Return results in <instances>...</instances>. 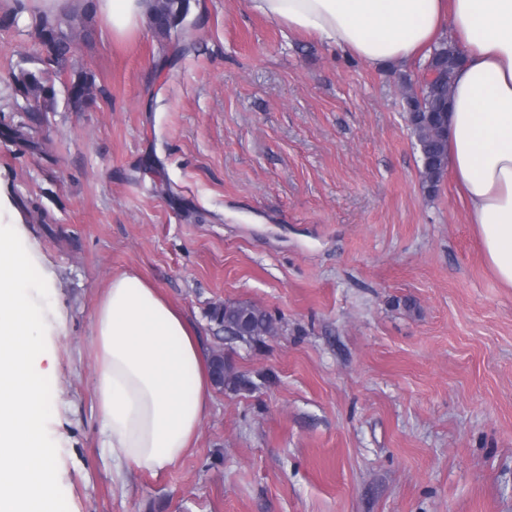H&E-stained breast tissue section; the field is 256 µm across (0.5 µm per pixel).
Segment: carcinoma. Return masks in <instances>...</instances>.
I'll return each instance as SVG.
<instances>
[{"label":"carcinoma","instance_id":"1","mask_svg":"<svg viewBox=\"0 0 512 512\" xmlns=\"http://www.w3.org/2000/svg\"><path fill=\"white\" fill-rule=\"evenodd\" d=\"M83 6L73 11L57 14H40L35 17L34 27L40 50L45 52L58 66L65 65L72 55V37L82 34L90 38L85 19L94 12V0H82ZM190 11V0H152L149 23L160 41L159 66H168L174 57L185 56L195 50L191 41L172 39V34L182 26ZM461 63L459 52L453 47L442 45L433 48L425 68L434 73V78L413 88L412 82L405 84L410 92L405 96L406 119L416 138V146L422 163V187L429 196L439 190L448 168V140L443 134L444 122L448 116V91L454 71ZM27 100L42 105L51 97V89L36 73L22 71L13 75ZM68 96L76 103L92 101V83L79 79L70 84ZM5 135L25 148L42 150L23 126L8 128ZM211 319L224 326V332L242 341H255L266 335L273 325L271 315L249 303H226L213 307ZM213 367L224 368V382L239 383L232 373L231 365L224 361L220 351L212 353Z\"/></svg>","mask_w":512,"mask_h":512}]
</instances>
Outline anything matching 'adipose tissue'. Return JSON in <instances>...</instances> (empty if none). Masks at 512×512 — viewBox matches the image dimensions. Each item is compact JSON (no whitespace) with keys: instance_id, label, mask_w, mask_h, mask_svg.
<instances>
[{"instance_id":"obj_1","label":"adipose tissue","mask_w":512,"mask_h":512,"mask_svg":"<svg viewBox=\"0 0 512 512\" xmlns=\"http://www.w3.org/2000/svg\"><path fill=\"white\" fill-rule=\"evenodd\" d=\"M149 0H98L115 35L138 27ZM289 32L310 34L368 65L407 67L440 42L465 58L451 82L448 167L485 259L512 288V0H245ZM94 393L117 462L159 472L191 448L213 381L198 333L140 275L114 276L93 315Z\"/></svg>"}]
</instances>
